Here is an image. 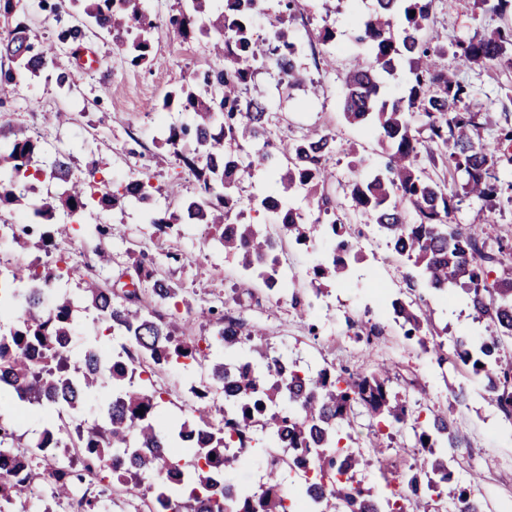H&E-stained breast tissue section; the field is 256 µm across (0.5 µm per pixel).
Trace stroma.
I'll list each match as a JSON object with an SVG mask.
<instances>
[{"mask_svg":"<svg viewBox=\"0 0 512 512\" xmlns=\"http://www.w3.org/2000/svg\"><path fill=\"white\" fill-rule=\"evenodd\" d=\"M158 23L154 38L153 61L134 66L117 51L111 36L101 33L87 37L84 54L93 55L97 66H82L73 94L60 93L52 70L22 86L16 94L0 100V123L11 121L28 131L48 134L57 150L73 158L75 177L85 175L88 157H103L99 172L102 183L117 185L131 178L149 179L159 187V205L177 206L191 197L196 185L176 160L172 148L156 144V123L151 105L162 104L165 95L189 83L193 72L212 66L206 38L190 43L170 39L164 22L177 6V0H148ZM375 7V0H298L295 14L286 30L300 51L299 64L304 82L291 97L280 95L265 69H257L250 92L269 102L271 112L284 119L288 133L299 137L317 132L334 133L338 142H352V154L337 153L329 166L336 179L329 193L349 232L376 240V249H362L350 258L349 273L343 282L321 297L309 289L311 269L318 257L330 252L333 241L321 238L312 245L292 247L289 257L299 279L294 290L304 304L310 305L308 319H301L291 300L269 298L266 287L243 273L236 263L222 253L209 250L202 240L201 227L182 226L172 247L181 253L176 264H158L160 274L177 283V325L180 333L192 340L209 336L211 326L194 319L189 311L200 305H213L226 314L237 315L239 305H248L249 319L261 322L271 347L296 360L299 367L316 370L330 364L336 369L361 371L381 362L391 365L395 391L406 395L417 410H450L458 429L466 436L468 447L459 449L452 462L456 476L468 481L470 473L481 476L480 487L496 512L512 508V437L503 435V416L482 397L483 382L462 367L447 363L437 365L434 354L405 339L391 312V300L423 296L444 343L455 336L481 335L483 326L474 321L459 293L442 297L423 288L416 269L406 258L394 256L384 237L369 226L366 217L354 210L346 186L357 176L378 171L383 164L381 149L366 129L350 125L342 115L339 99L348 70L365 52L352 37L355 22ZM433 30L439 35L440 63L466 87L469 102L475 103L486 119L480 130L482 139H493L498 130L512 126V67L462 63L456 55L459 42L475 33L507 24L512 15L502 16L491 10L486 0H433ZM335 31L333 44L318 40L323 26ZM65 112L67 123L55 126L53 113ZM495 169L506 187L493 201L463 198L454 216L458 224H490L496 234L512 231V146H503L495 157ZM99 224H121L124 235L105 242L95 231ZM108 246L112 262L97 266L96 252ZM60 248L71 256L77 273L64 289L77 292L82 274L94 270L113 289L128 282L129 257L145 251L156 253L141 212L93 208L76 225ZM376 323L381 333L372 342L356 337L355 325L361 320ZM201 369L175 366L160 371L155 381L165 394L159 403L161 418L180 416L190 389L198 385ZM463 386L469 393L467 405H452L450 390Z\"/></svg>","mask_w":512,"mask_h":512,"instance_id":"1","label":"stroma"}]
</instances>
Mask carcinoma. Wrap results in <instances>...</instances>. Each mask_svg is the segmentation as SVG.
<instances>
[{
    "label": "carcinoma",
    "instance_id": "obj_1",
    "mask_svg": "<svg viewBox=\"0 0 512 512\" xmlns=\"http://www.w3.org/2000/svg\"><path fill=\"white\" fill-rule=\"evenodd\" d=\"M216 2L185 0L166 20L167 32L182 42L199 35L208 38L215 66L194 75L192 84L168 92L162 105L153 108L159 112L174 106L190 114L186 124L159 127L156 141L161 147L182 146L175 156L194 177L198 192L172 210L158 207L154 193L159 188L141 179L94 191L88 180L72 176L66 153H57L46 164L38 139L3 123L0 215L26 219L21 233L13 236L15 243L25 247L35 233L37 245L49 253L68 230L55 222L57 212L74 217L94 204L120 206L142 212L158 242L179 234L183 224L204 227L216 250L234 257L240 268L255 274L280 298L285 279L279 271L277 238L309 242L327 226L339 237L338 251L350 252L342 219L327 225L318 218L309 223L294 204L301 195L318 211L329 212L325 188L334 175L327 162L336 153V135H279L272 129L264 98L248 95L259 65L276 75L280 88L289 90L304 81L297 48L280 27L295 0H224L215 9ZM431 4L376 0L373 13L361 20L357 41L370 59L346 74L340 107L348 123L363 125L377 137L386 162L384 172L351 181L349 191L353 206L377 226L392 252L419 268L426 286L443 294L461 287L474 319L486 322L485 335L476 340L458 336L447 351L441 341L427 346L430 321L417 302L391 303L404 336L432 349L438 366L450 362L482 378L483 398L496 405L512 427V274L491 282L488 271L509 242L486 235L483 224L454 223L458 194L417 166L421 149L435 152L449 172L464 176L465 195L491 201L500 182L494 157L500 142H512V127L493 141L475 138L480 113L459 108L467 92L435 62L440 49L427 37ZM269 5V32L256 38L251 15ZM39 6L57 21L72 11L80 15L82 26L63 27L54 40L42 44L30 34L27 0H0V18H11V24L0 29V56L13 63L0 69V100L47 68L55 72L58 89L69 92L77 78L71 56L58 47L80 42L95 29L112 36L133 65L152 60V31L158 24L148 15L145 0H39ZM509 46L512 26L506 25L461 45L459 57L465 63L512 65ZM404 60L412 65L407 92L387 100L382 77L394 74ZM243 141L255 144L253 152L243 154ZM257 172L270 175L271 184L256 188L250 202L273 215L277 238L259 224L230 219L244 179ZM44 175L51 187L34 200L29 193ZM410 209L417 215L414 223L407 220ZM346 269L340 256L318 264L311 290L317 295L327 292ZM71 273L72 266L61 257L42 269L17 263L0 281V391L20 404L76 410L103 378H109L112 400L104 404L103 421L79 429L71 447L82 449L96 466L123 457L126 468L111 475L127 489L160 487L176 512H285L290 497L284 487V473L291 470L287 464H266V481L255 488L235 486L234 499L215 493L214 460H224L226 471L245 461L224 454V449L245 444L259 431L281 445L283 460L299 459L312 474L311 482L320 488L312 497V512H403L401 500L414 502L422 512L440 500L460 504L462 512H484L481 499L471 495L478 476L471 475L470 483L463 484L448 474V460L468 444L447 413L432 410L420 418L407 399L392 391L390 371L384 366L348 376L327 367L300 370L272 350L261 326L241 312L227 316L213 305L196 311L212 325L207 347L216 345L225 353V360L208 365L209 377L224 392L220 422L213 423L210 414L198 409L188 418L161 424L156 392L134 387L135 357L160 371L207 357L199 344L176 336V315L158 310L176 299L180 288L136 257L128 267L135 289L116 294L89 278L79 295L57 288L53 303L46 305L45 286ZM79 311L93 312L105 331L124 340L112 357H102L92 346L80 362L69 364L67 346ZM361 413L376 420L375 455L381 454L378 447L386 429L409 432L413 447L420 449V458L408 469L392 466L402 487L396 497L353 487L355 473L367 463L354 449V424ZM62 434L50 421L35 441L23 445L9 423H0V457H11L14 470L0 473V512H9L40 485L43 449L62 447ZM177 466L184 478L174 484L169 473ZM49 484L54 500L69 506L73 480L59 472Z\"/></svg>",
    "mask_w": 512,
    "mask_h": 512
}]
</instances>
